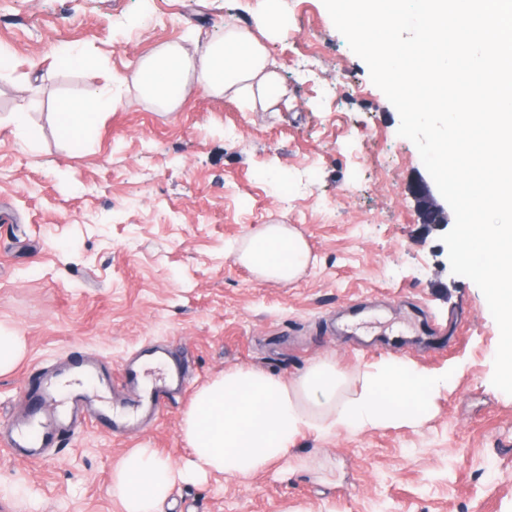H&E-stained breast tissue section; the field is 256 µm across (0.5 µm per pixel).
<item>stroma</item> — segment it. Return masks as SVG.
Here are the masks:
<instances>
[{"mask_svg":"<svg viewBox=\"0 0 512 512\" xmlns=\"http://www.w3.org/2000/svg\"><path fill=\"white\" fill-rule=\"evenodd\" d=\"M233 24L274 61L273 103L193 85L166 112L130 83L154 50L193 54ZM65 45L96 66L62 68ZM0 48V331L24 345L0 374V428L57 415L25 388L37 368L95 365L104 387L89 398L108 414L140 400L109 372L149 353L188 380L159 414L118 433L92 422L43 460L0 446V512H124L113 468L133 448L185 466L183 415L224 371L287 380L322 359L353 372L387 358L447 371L421 421L305 433L294 458L178 485L162 512H512V395L492 384L499 328L477 285L452 274L443 228L423 224L410 188L430 175L322 0H7ZM94 87L122 105L105 103L80 141L63 138L58 101ZM21 108L35 145L7 124ZM228 125L240 129L232 145ZM265 224L306 241L294 282L237 262Z\"/></svg>","mask_w":512,"mask_h":512,"instance_id":"35a3bbf8","label":"stroma"}]
</instances>
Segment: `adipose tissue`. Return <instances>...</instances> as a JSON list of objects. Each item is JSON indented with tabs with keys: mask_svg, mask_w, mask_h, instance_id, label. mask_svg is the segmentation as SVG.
Instances as JSON below:
<instances>
[{
	"mask_svg": "<svg viewBox=\"0 0 512 512\" xmlns=\"http://www.w3.org/2000/svg\"><path fill=\"white\" fill-rule=\"evenodd\" d=\"M192 78L214 95L272 101L280 94L264 47L238 27L205 44L195 58L182 45L164 46L140 60L132 75L141 97L167 112L179 107ZM102 98L92 89L60 102L59 132L77 140L94 130ZM236 259L261 279L288 284L305 271L309 249L294 229L266 224ZM447 381V374L393 359L352 377L328 360L287 381L252 367L225 371L197 389L183 417L181 435L192 451L188 465L177 469L152 449H132L112 472V494L125 512H157L177 484L211 473L246 476L287 459L303 432L419 422Z\"/></svg>",
	"mask_w": 512,
	"mask_h": 512,
	"instance_id": "1",
	"label": "adipose tissue"
}]
</instances>
